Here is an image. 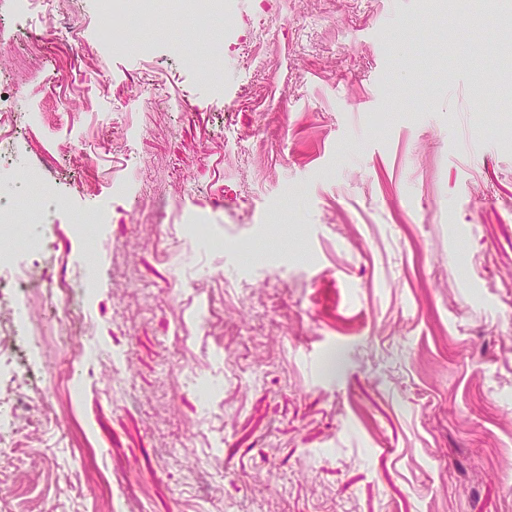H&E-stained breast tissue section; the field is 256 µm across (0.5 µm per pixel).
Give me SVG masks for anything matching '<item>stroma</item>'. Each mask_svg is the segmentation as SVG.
Instances as JSON below:
<instances>
[{"instance_id": "35a3bbf8", "label": "stroma", "mask_w": 512, "mask_h": 512, "mask_svg": "<svg viewBox=\"0 0 512 512\" xmlns=\"http://www.w3.org/2000/svg\"><path fill=\"white\" fill-rule=\"evenodd\" d=\"M105 3L31 28L14 86L0 220L93 296L0 355L73 377L0 450V512H512V39L238 0L117 46ZM29 169L66 198L41 224Z\"/></svg>"}]
</instances>
